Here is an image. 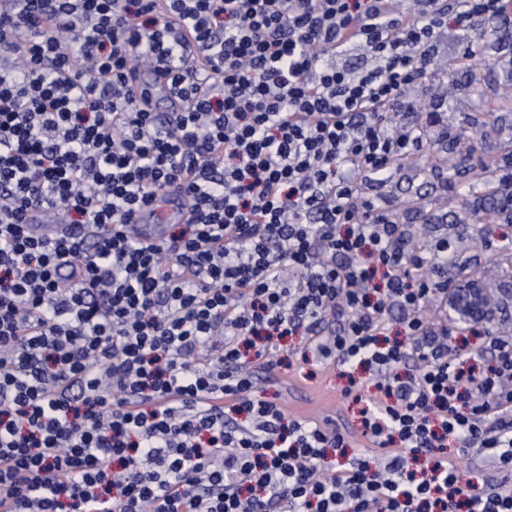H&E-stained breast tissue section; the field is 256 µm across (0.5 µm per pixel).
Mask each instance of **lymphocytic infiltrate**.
Listing matches in <instances>:
<instances>
[{
    "mask_svg": "<svg viewBox=\"0 0 512 512\" xmlns=\"http://www.w3.org/2000/svg\"><path fill=\"white\" fill-rule=\"evenodd\" d=\"M501 14L0 0V512H512V336L475 368L447 242L374 193L423 144L394 110L443 30ZM173 194L178 232L132 231ZM287 336L338 369L374 458L253 398ZM470 448L492 478H464Z\"/></svg>",
    "mask_w": 512,
    "mask_h": 512,
    "instance_id": "obj_1",
    "label": "lymphocytic infiltrate"
}]
</instances>
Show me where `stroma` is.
Listing matches in <instances>:
<instances>
[{"mask_svg":"<svg viewBox=\"0 0 512 512\" xmlns=\"http://www.w3.org/2000/svg\"><path fill=\"white\" fill-rule=\"evenodd\" d=\"M443 47L448 67L428 74L412 87L410 95L418 112L439 116L432 128L430 153H442L446 141L455 140L451 152L456 165L454 180L465 185L481 159L499 161L512 156V136L506 133L512 127V81L503 66L512 51L491 45L481 31L464 40L451 28L443 33ZM474 67L482 79L477 93L466 89ZM446 180L441 171L424 177L399 164L387 173L379 192L411 235L430 242L445 237L455 243L458 265L474 271L498 306L493 333L512 336V255L502 251L504 244L512 241V221L500 219L498 235L481 238L476 221L468 214L475 201L490 192V184H482L463 201L446 190ZM458 265L449 266V279L458 278ZM304 345L303 337H289L272 356L254 363L259 378L255 398L278 402L291 417L332 421L355 433L357 453L372 454V444L358 434V407L344 396L346 381L337 369L323 366L314 379H305L300 359Z\"/></svg>","mask_w":512,"mask_h":512,"instance_id":"obj_1","label":"stroma"}]
</instances>
